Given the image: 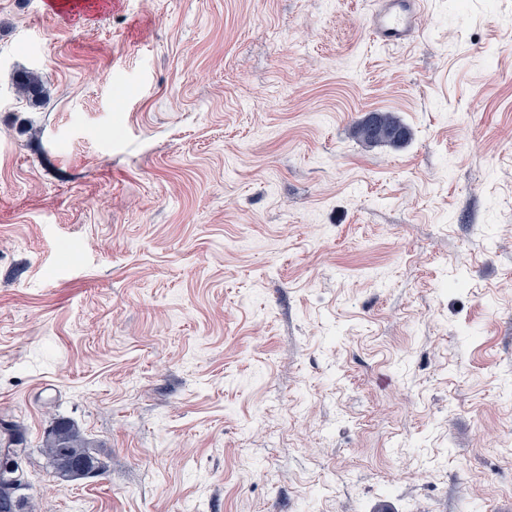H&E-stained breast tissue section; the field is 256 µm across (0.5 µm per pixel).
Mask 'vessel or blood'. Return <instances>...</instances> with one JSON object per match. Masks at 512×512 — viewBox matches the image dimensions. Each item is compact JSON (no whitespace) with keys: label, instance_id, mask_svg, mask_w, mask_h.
<instances>
[{"label":"vessel or blood","instance_id":"1","mask_svg":"<svg viewBox=\"0 0 512 512\" xmlns=\"http://www.w3.org/2000/svg\"><path fill=\"white\" fill-rule=\"evenodd\" d=\"M419 24L418 0H374L368 19L371 36L389 47H399L416 34Z\"/></svg>","mask_w":512,"mask_h":512}]
</instances>
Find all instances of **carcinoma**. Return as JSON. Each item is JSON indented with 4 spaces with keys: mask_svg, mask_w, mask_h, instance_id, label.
I'll return each instance as SVG.
<instances>
[{
    "mask_svg": "<svg viewBox=\"0 0 512 512\" xmlns=\"http://www.w3.org/2000/svg\"><path fill=\"white\" fill-rule=\"evenodd\" d=\"M18 93L25 97L30 105L36 107L41 104L45 90L38 78L27 76L19 84ZM355 134L366 145H400L410 136L405 125L390 112L369 113L357 123ZM51 426L52 429L45 437L41 451L50 460L57 478L64 482L82 479L78 470H63L60 462L64 459L89 460L99 474H104V464L90 453L89 440L75 424L62 418H55ZM0 441L5 442L7 448V452L0 455V512H23V498L17 496L21 486L17 485V473L14 470L18 459L26 452L20 426L15 423L3 426Z\"/></svg>",
    "mask_w": 512,
    "mask_h": 512,
    "instance_id": "carcinoma-1",
    "label": "carcinoma"
}]
</instances>
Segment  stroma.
I'll use <instances>...</instances> for the list:
<instances>
[{"label":"stroma","instance_id":"stroma-1","mask_svg":"<svg viewBox=\"0 0 512 512\" xmlns=\"http://www.w3.org/2000/svg\"><path fill=\"white\" fill-rule=\"evenodd\" d=\"M371 7L0 0L35 512H512V0H423L397 49ZM375 111L409 140L360 142ZM55 417L104 475L57 484Z\"/></svg>","mask_w":512,"mask_h":512}]
</instances>
